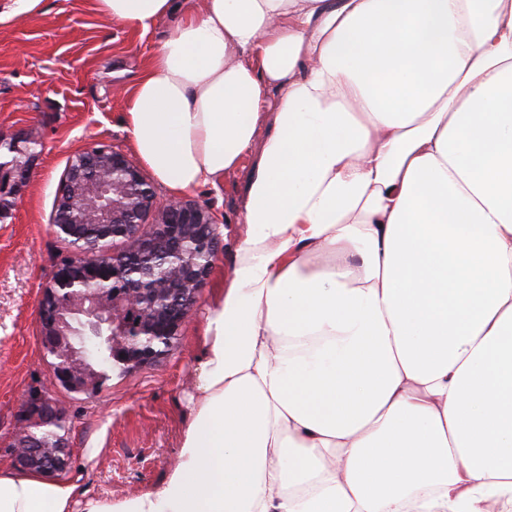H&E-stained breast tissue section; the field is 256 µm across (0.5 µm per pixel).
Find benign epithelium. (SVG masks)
Listing matches in <instances>:
<instances>
[{"instance_id": "benign-epithelium-1", "label": "benign epithelium", "mask_w": 512, "mask_h": 512, "mask_svg": "<svg viewBox=\"0 0 512 512\" xmlns=\"http://www.w3.org/2000/svg\"><path fill=\"white\" fill-rule=\"evenodd\" d=\"M29 166L21 169L0 160V192L26 181ZM156 212L152 224L145 218ZM169 224L184 229L174 239ZM55 234L72 249L71 258L56 271L39 301L43 335L72 337L69 356L73 370L62 376L74 391H84L97 375L99 337L109 336L122 349V362L132 370L160 362L166 355L145 346L159 334L166 320V335L174 342L209 274L220 238L212 217L202 207L181 200L159 206L140 170L123 154L105 146H91L75 154L56 196L52 220ZM133 242L137 256L182 270L177 280L158 283L149 278L125 281L112 287V278L98 273L102 264L119 272L130 257L127 250L106 253L99 242L107 238ZM144 310L134 332L127 313ZM12 448L19 467L54 473L68 467L67 441L43 454L44 444L30 433L16 430Z\"/></svg>"}]
</instances>
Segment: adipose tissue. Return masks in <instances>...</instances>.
I'll return each mask as SVG.
<instances>
[{
    "label": "adipose tissue",
    "mask_w": 512,
    "mask_h": 512,
    "mask_svg": "<svg viewBox=\"0 0 512 512\" xmlns=\"http://www.w3.org/2000/svg\"><path fill=\"white\" fill-rule=\"evenodd\" d=\"M175 18L128 94L171 197L247 154L168 478L0 465V512H481L512 500V0H96Z\"/></svg>",
    "instance_id": "1"
}]
</instances>
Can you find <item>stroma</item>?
<instances>
[{
  "label": "stroma",
  "mask_w": 512,
  "mask_h": 512,
  "mask_svg": "<svg viewBox=\"0 0 512 512\" xmlns=\"http://www.w3.org/2000/svg\"><path fill=\"white\" fill-rule=\"evenodd\" d=\"M173 24L169 18L144 33L102 16L95 0H41L33 14L0 20V138L31 153L29 178L0 195V462L15 461L11 443L25 397L50 389L70 425L66 475L89 498L134 495L175 465L210 289L232 271L238 204L252 166L244 159L220 190L187 194L209 212L224 246L166 358L111 374L89 394L55 382L40 343L38 300L69 254L51 224L57 189L71 156L90 145L133 156L124 93ZM88 448L94 458L85 457Z\"/></svg>",
  "instance_id": "1"
}]
</instances>
